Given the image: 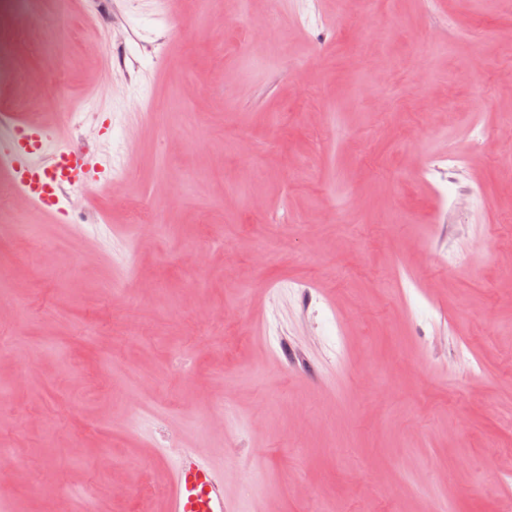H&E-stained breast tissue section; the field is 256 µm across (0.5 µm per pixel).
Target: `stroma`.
Instances as JSON below:
<instances>
[{
    "label": "stroma",
    "instance_id": "obj_1",
    "mask_svg": "<svg viewBox=\"0 0 512 512\" xmlns=\"http://www.w3.org/2000/svg\"><path fill=\"white\" fill-rule=\"evenodd\" d=\"M23 2L0 150L91 183L0 199V496L161 512L200 448L227 512H512V0Z\"/></svg>",
    "mask_w": 512,
    "mask_h": 512
}]
</instances>
